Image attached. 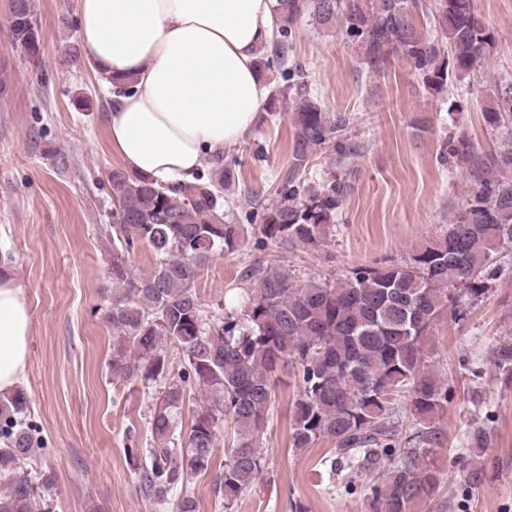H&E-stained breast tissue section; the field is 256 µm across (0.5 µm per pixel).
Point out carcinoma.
Here are the masks:
<instances>
[{"mask_svg":"<svg viewBox=\"0 0 512 512\" xmlns=\"http://www.w3.org/2000/svg\"><path fill=\"white\" fill-rule=\"evenodd\" d=\"M421 0H275L271 55L288 71L293 25L307 14L318 25L336 26L360 50L368 72L390 59L409 67L438 93L473 75L490 56L495 35L473 0H437L435 30L418 23ZM32 0H16L10 25L14 42L29 57L39 54ZM291 105L294 138L288 168L275 180V201L263 208L259 233L280 245H322L348 188L335 178L301 187V173L316 149L343 147L346 116L331 117L308 96L307 86L273 88L264 105L277 112ZM485 120L498 146L478 151L464 140L448 142L462 162L470 188L448 232L426 241L402 263L361 266L332 281H299L286 268L255 265L245 272L257 288L220 313H207L194 289L199 271L244 242L234 214L224 211V187L234 180L224 156L209 161L208 177L177 190L116 169L111 174L115 212L110 247L112 381L150 386L165 378L169 349L187 369L157 390L151 415L153 445L128 454L141 486L160 505L198 512L187 485L208 470L224 423L237 437L213 490L230 509L260 478L264 464L254 435L265 422L280 375L300 385L291 415V448L298 452L327 438L331 473L345 487L363 479L370 512H411L441 485L431 423L448 410V389L425 362L434 323L465 296L484 293L493 256L512 253V85L497 88ZM155 254L154 268L134 274L129 258L138 244ZM499 374L512 385V344L494 349ZM194 383L207 400L192 406L188 433L178 417ZM406 397V405L399 398ZM28 400L23 391L0 400V512H36L37 490L54 488V475L22 468L35 456ZM406 410L409 430L398 440L391 418Z\"/></svg>","mask_w":512,"mask_h":512,"instance_id":"1","label":"carcinoma"}]
</instances>
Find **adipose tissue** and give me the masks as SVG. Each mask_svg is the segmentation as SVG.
Listing matches in <instances>:
<instances>
[{"label": "adipose tissue", "mask_w": 512, "mask_h": 512, "mask_svg": "<svg viewBox=\"0 0 512 512\" xmlns=\"http://www.w3.org/2000/svg\"><path fill=\"white\" fill-rule=\"evenodd\" d=\"M274 0H78V35L103 84L128 82L107 114L113 153L158 185L194 182L239 144L268 90L257 62ZM33 317L22 285L0 275V396L17 391Z\"/></svg>", "instance_id": "obj_1"}]
</instances>
